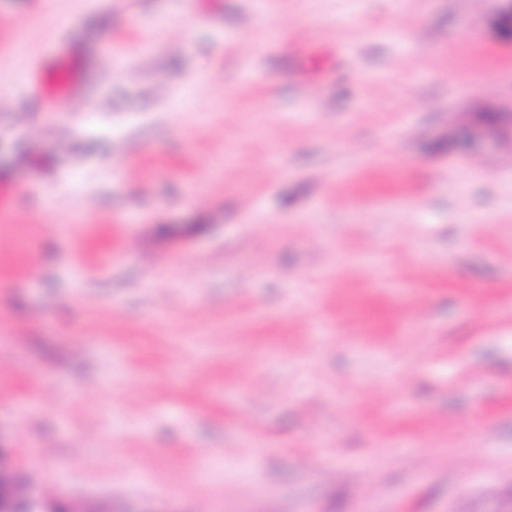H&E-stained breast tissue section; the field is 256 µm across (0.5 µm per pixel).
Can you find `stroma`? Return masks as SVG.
I'll use <instances>...</instances> for the list:
<instances>
[{"label":"stroma","mask_w":512,"mask_h":512,"mask_svg":"<svg viewBox=\"0 0 512 512\" xmlns=\"http://www.w3.org/2000/svg\"><path fill=\"white\" fill-rule=\"evenodd\" d=\"M498 0H0V446L70 512H512ZM86 76L48 109L26 70ZM68 56L66 50L58 51L50 65L34 73L30 87H35L36 92L40 96L43 95L42 75L44 73L54 74L59 78L62 93L69 100L78 99L83 75L75 64L67 62Z\"/></svg>","instance_id":"1"}]
</instances>
